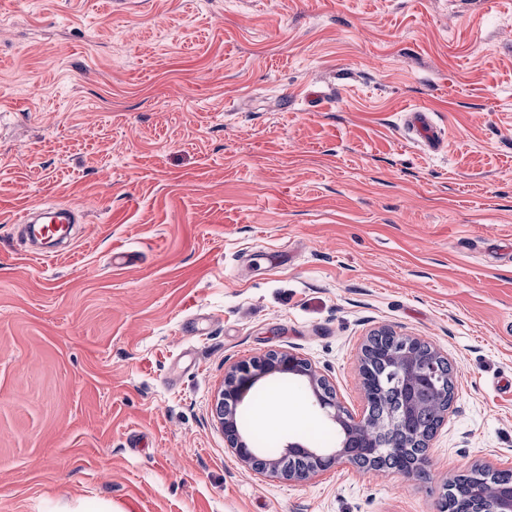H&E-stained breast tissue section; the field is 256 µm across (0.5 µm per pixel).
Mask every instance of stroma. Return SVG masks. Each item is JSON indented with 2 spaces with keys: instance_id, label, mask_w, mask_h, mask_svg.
I'll use <instances>...</instances> for the list:
<instances>
[{
  "instance_id": "35a3bbf8",
  "label": "stroma",
  "mask_w": 512,
  "mask_h": 512,
  "mask_svg": "<svg viewBox=\"0 0 512 512\" xmlns=\"http://www.w3.org/2000/svg\"><path fill=\"white\" fill-rule=\"evenodd\" d=\"M384 327L454 369L420 475L228 448L231 365L293 351L359 419ZM273 393L279 447L336 432L288 375L239 413ZM476 467L512 470V0H0V512H442ZM410 112L406 124L408 135L415 134L422 144L432 151H442L446 148L447 136L437 129V127L428 119L426 111L413 109ZM20 222L37 224L30 231L32 237L44 244H52L67 236L68 224H76V209L69 205L56 204L38 215L27 212Z\"/></svg>"
}]
</instances>
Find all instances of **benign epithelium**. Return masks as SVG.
<instances>
[{"instance_id": "1", "label": "benign epithelium", "mask_w": 512, "mask_h": 512, "mask_svg": "<svg viewBox=\"0 0 512 512\" xmlns=\"http://www.w3.org/2000/svg\"><path fill=\"white\" fill-rule=\"evenodd\" d=\"M439 359L441 356L434 350L427 356L419 357L408 352L401 358V373L409 375L415 383L405 414L412 413L424 404L420 390L429 386L434 390L437 403L445 405L441 417H447L448 385L438 382L436 361ZM275 374L301 378L311 390L316 404L324 410L332 411V419L342 433L339 446L330 452L321 448H308L299 443H288V457L304 460L308 463V467L304 469L285 470L280 460L266 457L259 449L251 447L235 420L233 408L242 403L246 394L260 379ZM327 385L329 382L323 374L311 363L290 351L267 354L232 366L224 375V386L215 404V414L224 430L228 447L234 449L238 458L251 465L254 470L286 481L303 480L336 464L352 463L358 454L372 460L385 452L397 460L396 469L400 471L422 469L425 457L421 455L413 459L407 448L392 446L382 450L371 448L361 442L359 431L367 421L354 420L339 403L335 402V398L324 395V387ZM449 498L452 501L468 503L467 512H512V492L501 494L491 500L486 498L478 487L454 483L449 489Z\"/></svg>"}]
</instances>
